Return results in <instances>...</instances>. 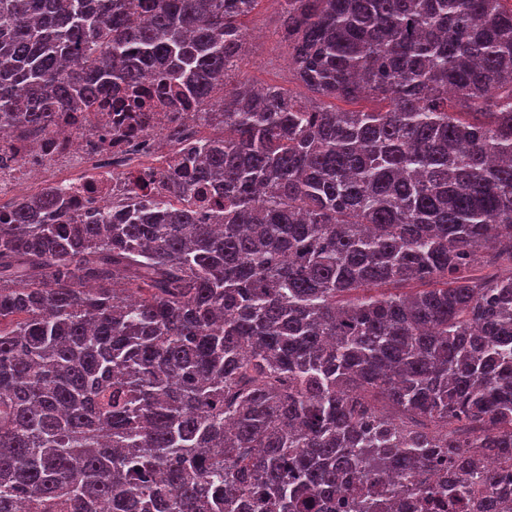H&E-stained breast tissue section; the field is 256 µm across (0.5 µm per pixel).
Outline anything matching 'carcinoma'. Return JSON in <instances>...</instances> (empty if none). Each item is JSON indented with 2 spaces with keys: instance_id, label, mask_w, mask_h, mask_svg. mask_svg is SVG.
<instances>
[{
  "instance_id": "1",
  "label": "carcinoma",
  "mask_w": 512,
  "mask_h": 512,
  "mask_svg": "<svg viewBox=\"0 0 512 512\" xmlns=\"http://www.w3.org/2000/svg\"><path fill=\"white\" fill-rule=\"evenodd\" d=\"M259 2L0 0V126L220 128L0 218V512L507 507L512 0H283L314 97L228 96Z\"/></svg>"
}]
</instances>
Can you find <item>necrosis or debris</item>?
<instances>
[{"instance_id": "obj_1", "label": "necrosis or debris", "mask_w": 512, "mask_h": 512, "mask_svg": "<svg viewBox=\"0 0 512 512\" xmlns=\"http://www.w3.org/2000/svg\"><path fill=\"white\" fill-rule=\"evenodd\" d=\"M188 110L166 108L147 114L136 134H129L114 112H68L44 133L25 134L0 128V208L32 184L68 195L79 207H100L122 195L121 170L160 154V140L172 139Z\"/></svg>"}]
</instances>
